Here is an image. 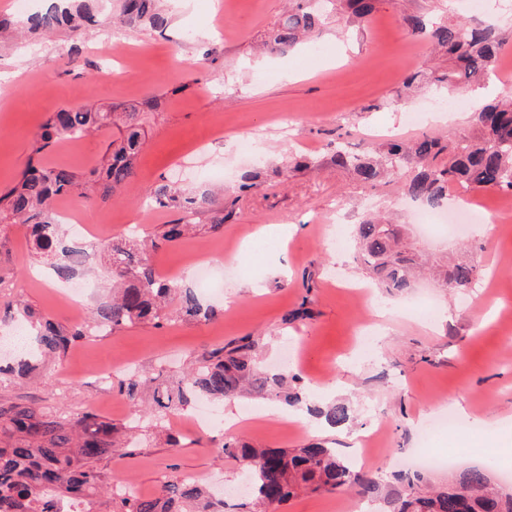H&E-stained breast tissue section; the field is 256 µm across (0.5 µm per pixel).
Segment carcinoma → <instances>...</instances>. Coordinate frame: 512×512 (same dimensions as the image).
Listing matches in <instances>:
<instances>
[{"label": "carcinoma", "instance_id": "1", "mask_svg": "<svg viewBox=\"0 0 512 512\" xmlns=\"http://www.w3.org/2000/svg\"><path fill=\"white\" fill-rule=\"evenodd\" d=\"M94 0H59L46 11L27 17L28 30L77 29L95 23ZM331 11L344 9L365 19L377 0H326ZM327 17L311 9L309 0H289L288 11L264 36L270 52L286 54L304 38L312 37L326 24ZM413 36H423L448 55V71L432 77V83L452 86L479 84L494 70L502 52L503 38L489 22H465L427 26L417 17L403 18ZM115 23L162 31L168 17L160 0H121ZM157 103L147 99L106 112L91 108L64 109L54 113L32 142V153L43 156L60 140L80 138L87 130L115 126L120 137L110 144L103 164L84 181L61 166L29 165L15 184L0 193V223L22 224L30 230L38 254L56 259L54 272L62 280L73 276V251L66 244L60 224L51 209L61 197L89 196L91 186L101 188L102 197L122 188L135 175L149 112ZM476 132L446 141L427 133L409 145L391 144L384 158L374 161L365 155L336 147V166L363 184L375 185L387 172L397 173L408 164L416 168L401 181L402 194L430 208L448 203L449 189L464 183L472 190L512 191V101H496L474 113ZM146 200L158 208L178 211L176 224L150 238L151 248L175 242L196 230L190 217L215 203L209 190L188 193L174 182L147 190ZM404 232L398 224L364 219L357 225V259L367 273L389 293L405 295L414 288L419 256L402 244ZM107 255L117 288L112 301L99 306L94 322L111 330L150 322L160 326L178 314L185 319H212L216 311L203 307L191 292L180 291L162 280L139 240L120 237L107 245ZM480 267L459 262L435 272L443 288L463 293L481 279ZM180 295L177 311L169 309L174 293ZM87 338L79 328L64 327L43 316L32 325L26 339L34 348L31 358L13 365H0V375H39L45 357L57 358ZM260 338L242 336L197 360L184 376L169 382L159 373L154 377L130 374L118 381L119 392L137 405L142 392H152L154 421L160 423L190 402L205 395L219 405L255 394L287 406L302 402L304 382L288 370L272 372L258 362ZM310 412L336 428L350 418L349 406L339 402L313 405ZM136 442L126 427L105 421L93 412L72 419L29 406L0 401V512H224V501L214 499L195 483L165 482L153 497L120 493V481L102 466L117 448H133ZM218 454L243 463L249 473L255 505L281 506L300 492L353 491L371 498L381 492L373 474L358 470L341 459L335 449L321 442L300 448L282 449L253 445L229 437ZM393 512H512V494L492 486L486 468H471L448 487L422 491L410 480L388 493Z\"/></svg>", "mask_w": 512, "mask_h": 512}]
</instances>
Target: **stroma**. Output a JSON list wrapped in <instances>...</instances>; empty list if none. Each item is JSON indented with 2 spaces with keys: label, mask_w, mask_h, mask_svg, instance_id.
Wrapping results in <instances>:
<instances>
[{
  "label": "stroma",
  "mask_w": 512,
  "mask_h": 512,
  "mask_svg": "<svg viewBox=\"0 0 512 512\" xmlns=\"http://www.w3.org/2000/svg\"><path fill=\"white\" fill-rule=\"evenodd\" d=\"M164 6L169 24L161 32L111 24L79 37L65 30L0 37V75L9 79V97L0 101V191L32 160V142L54 112L148 98L158 104L133 179L108 198L76 196L66 203L88 228L86 236L69 238L77 253L74 276L88 286L83 307L71 302L66 283L36 253L25 228L0 224V311L21 295L61 325H87L112 295L105 252L112 238L126 235L130 224L151 234L176 222V213L145 204L146 189L167 179L196 191L224 189L216 205L232 216L222 232L186 236L151 255L161 276L183 289L196 286L177 277L189 259L212 257L224 293L202 292L198 299L217 315L129 326L80 341L50 362L43 380L0 381V399L71 417L92 411L137 427L136 448L105 459L112 473L147 495L185 476L220 483L232 506L250 497L241 488L244 469L195 443L193 406L173 415L166 431H155L119 392L121 372L115 370L106 385L94 372L128 361L141 373L176 378L225 342L258 336L262 359L270 364L280 363L286 345H294L299 357L289 369L303 378L310 399L348 401L353 418L329 428L305 409L255 396L231 404L235 435L288 449L321 440L347 458L352 437L376 424L378 448L368 470L391 487L407 478L401 460L414 448L459 449L461 467L489 464L492 479L512 487V222L495 225L488 235L475 226L445 239L418 240L431 260L480 261L488 281L462 296L432 288L440 317L430 322L400 312L402 297L372 283L352 249L332 245L339 202L358 221L380 213L402 227L411 224L397 179L366 185L332 159L340 146L376 155L391 139L418 135L405 115L433 99L436 88L422 85L406 95L403 81L419 70L447 68L448 59L409 34L403 17L456 23L478 19V12L469 0H378L365 21H329L314 42L280 55L258 48L286 0H235L232 10L215 14L207 0H164ZM117 136L104 128L63 141L44 160L85 177ZM242 136L263 145L262 177L244 193L236 183L248 161L234 151ZM266 224L293 228L286 252L241 253L243 242ZM303 305L308 318L285 323ZM367 331L374 347L362 357L359 342ZM446 411L463 428L425 436L426 419ZM172 433L179 447L169 445Z\"/></svg>",
  "instance_id": "35a3bbf8"
}]
</instances>
